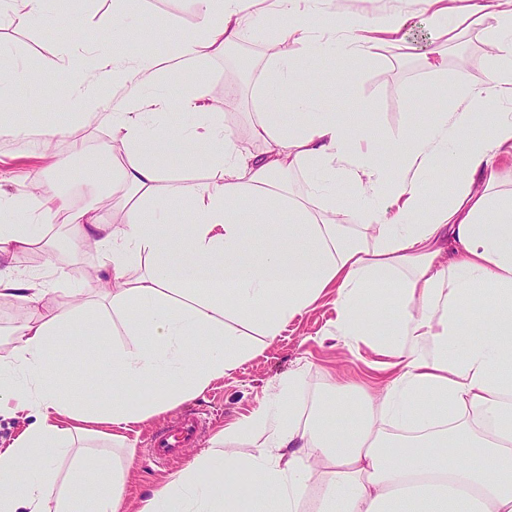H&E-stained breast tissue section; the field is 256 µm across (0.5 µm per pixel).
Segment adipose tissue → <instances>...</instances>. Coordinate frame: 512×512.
Instances as JSON below:
<instances>
[{"label":"adipose tissue","instance_id":"1","mask_svg":"<svg viewBox=\"0 0 512 512\" xmlns=\"http://www.w3.org/2000/svg\"><path fill=\"white\" fill-rule=\"evenodd\" d=\"M198 34L183 39L170 66L139 56L124 67L121 44L97 54L93 69L71 54L65 96L85 113L99 112L95 83L120 72L151 78L195 70L259 26L261 0H195ZM300 0H273L282 23L277 52L261 83L267 105L251 126L255 153L231 140L206 108L208 92L195 86L172 122L169 96L133 97L104 114L124 161L97 160L83 174L94 198L122 188L132 206L125 223H101L94 204L70 211L65 193L33 178L26 197L0 192V297L21 304L24 315L0 345V411L25 412L33 423L0 449V512H262V497L277 512H512V195L494 194L500 157L512 159V114L472 111L490 96L512 105V0H425L428 22L449 31L459 15L491 33L493 65L483 84H460L453 107L414 120L396 139L365 129L359 112L311 111L297 95L311 81L306 65L318 54L360 55L372 34L401 44L409 17L346 18L339 34L311 40L297 20ZM49 0H0V14L39 18L79 28L80 18L49 11ZM291 90L292 124L270 107ZM177 154L180 168L207 154L217 180L190 193L168 186L163 159ZM453 168L451 195L430 206L426 196L439 170ZM314 176L304 195L289 194L284 176ZM358 205L335 218L319 207L340 187ZM287 223H278L280 215ZM76 225L81 241L103 251L95 287L48 310L47 284L15 274L6 264L35 244L36 228L55 220ZM264 225L273 245L253 243ZM144 273L128 279L130 268ZM330 295L336 318L328 332L350 351L367 348L389 379L378 388L339 382L297 409V373L281 379L273 400L217 433L209 450L129 506L125 482L134 456L127 434L161 412L193 400L252 357L236 323L279 336L291 320ZM483 303L484 314L472 308ZM93 319L98 330L122 328L134 337L112 351V397L75 400L57 365L59 337ZM210 339L196 361L190 347ZM154 386L151 399L129 396L132 384ZM351 406L345 424L325 423L327 407ZM111 440L119 455L91 448ZM67 459L59 470L57 459ZM223 467L244 472L243 484L203 482L201 473ZM101 481L87 488L88 470Z\"/></svg>","mask_w":512,"mask_h":512}]
</instances>
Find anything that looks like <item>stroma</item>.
Returning a JSON list of instances; mask_svg holds the SVG:
<instances>
[{"mask_svg":"<svg viewBox=\"0 0 512 512\" xmlns=\"http://www.w3.org/2000/svg\"><path fill=\"white\" fill-rule=\"evenodd\" d=\"M56 7L62 12L77 8L80 34L33 19L0 22V46L7 50L6 56L0 58V80L6 82L0 91V124L22 126L29 131L25 137L0 134V192L22 196L29 188L28 176L36 171L38 155L49 151L59 169L47 175V185L66 193L71 209L77 210L87 202L80 174L86 165L99 158L103 149L111 147L112 131L102 124L100 114H74L55 84L37 81L25 84L19 82V74L25 70L34 73L61 70L74 45L96 53L100 30L106 27L130 30L144 20L150 21L161 36L152 41L127 42L129 56L149 53L167 59L178 52L185 36L198 32L199 16L193 0H56ZM394 12L405 13L410 18L408 49L380 44L362 57L315 58L312 67L333 72L334 77L323 83H309L302 89L324 111L365 113L368 124L390 137L408 126L412 113L450 108L455 86L481 84L492 64L486 32L461 27L443 35L432 30L426 22L428 14L423 0H312L304 21L312 39L321 40L332 28L340 26L342 15L372 18ZM279 23L278 17L268 16L261 28L250 30L241 40L239 47L249 56L245 77H238L232 56L223 55L207 60L196 71L173 77L160 75L147 83L107 82L99 86L102 112L112 111L129 96L150 95L165 87L175 98L184 89L201 83L207 86L211 110L218 115L228 135L237 144H245L259 110L255 86L276 53L270 41ZM427 53L443 57L446 66L442 73H431L424 66L423 56ZM228 77L235 78L238 86L237 99L230 107L216 96L217 89ZM26 97L39 99L40 109L26 110L22 104ZM64 119L71 124V134L43 144L38 129ZM101 261V252L91 249L67 252L51 264L43 255L31 258L25 249L16 253L13 266L20 273L41 275L52 281L54 289L45 301L55 307L69 301L72 289L85 287L87 273ZM334 316L332 304L326 303L311 315L294 321L276 340L250 334L257 355L190 401V408L197 410L205 424L198 443L186 449L181 458L157 465L148 457L150 435L177 419L181 408L155 416L130 432L128 442L134 446L136 456L125 484L128 502L137 503L150 494L202 453L216 433L269 402L278 381L288 373L298 374L297 395L304 405L336 380L345 378L368 384L379 380L380 372L370 366L371 352L365 350L356 356L347 348L322 339L327 320ZM131 342V337L125 336L122 330L93 337L84 326L61 337L57 355L71 373L75 397L107 399L112 393L107 376L112 349Z\"/></svg>","mask_w":512,"mask_h":512,"instance_id":"35a3bbf8","label":"stroma"}]
</instances>
